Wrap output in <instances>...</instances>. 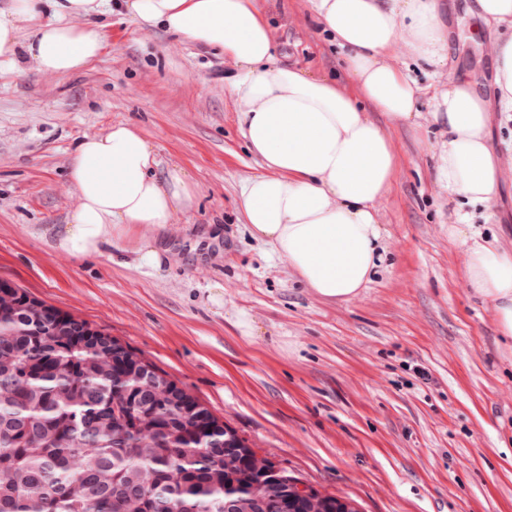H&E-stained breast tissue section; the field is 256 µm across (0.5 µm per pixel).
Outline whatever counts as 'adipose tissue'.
Returning <instances> with one entry per match:
<instances>
[{
	"mask_svg": "<svg viewBox=\"0 0 512 512\" xmlns=\"http://www.w3.org/2000/svg\"><path fill=\"white\" fill-rule=\"evenodd\" d=\"M112 4L139 25L165 28L238 63L229 90L239 106V129L265 167L239 186L245 223L323 300L358 296L384 261L376 205L396 169L388 138L362 105L415 121L420 90L386 55L403 39L414 61L443 64L437 0H309L322 35L344 56L357 87L353 94L277 61L257 0H11L9 9H0V69L14 68L22 55L39 72L80 69L101 52L98 17ZM479 8L486 20L509 29L494 52L498 99L512 111V0H479ZM74 16L85 26H73ZM22 21L35 22L31 39H22ZM431 101L443 134L438 184L458 206L492 204L498 182L485 99L452 80ZM158 166L152 146L130 125L80 140L68 168L79 203L56 229L55 247L84 257L133 229L169 224L191 203L193 189L182 172L162 177ZM449 234L466 237L468 284L474 296L493 302L497 333L511 342L512 254L467 235L462 222Z\"/></svg>",
	"mask_w": 512,
	"mask_h": 512,
	"instance_id": "ef3b65f1",
	"label": "adipose tissue"
}]
</instances>
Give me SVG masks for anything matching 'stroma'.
<instances>
[{"label":"stroma","instance_id":"35a3bbf8","mask_svg":"<svg viewBox=\"0 0 512 512\" xmlns=\"http://www.w3.org/2000/svg\"><path fill=\"white\" fill-rule=\"evenodd\" d=\"M438 2L445 62L413 65L401 41L388 53L422 89L419 118L365 109L397 166L377 204L385 261L358 297L321 300L243 223L239 184L263 168L238 129L234 61L117 11L82 69L0 72V281L145 357L319 495L357 512H512V347L448 234L456 204L436 182L430 120L448 80L487 100L499 193L468 213L511 253L512 114L496 101L491 54L504 29L478 0ZM258 3L281 61L352 88L308 0ZM118 123L151 144L159 175L180 170L194 188L157 236L156 270L126 241L85 258L52 245L77 203L75 144Z\"/></svg>","mask_w":512,"mask_h":512}]
</instances>
